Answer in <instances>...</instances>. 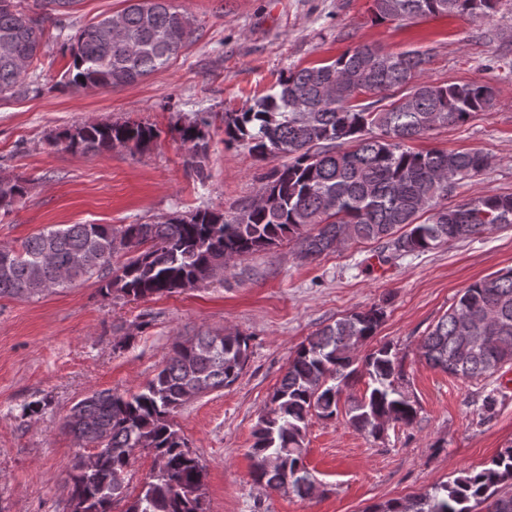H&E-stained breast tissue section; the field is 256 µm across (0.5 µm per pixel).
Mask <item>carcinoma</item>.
<instances>
[{"instance_id":"cac0c4a2","label":"carcinoma","mask_w":512,"mask_h":512,"mask_svg":"<svg viewBox=\"0 0 512 512\" xmlns=\"http://www.w3.org/2000/svg\"><path fill=\"white\" fill-rule=\"evenodd\" d=\"M496 0H373L374 21H411L436 15L487 16ZM121 15L125 37L139 52L106 33V16L83 29L70 46L72 66L64 86L122 87L169 65L192 41L185 14L166 0H137ZM44 19L20 0H0V42L14 43L17 58L0 56V94L12 93L43 48ZM426 54H398L364 43L317 67L290 70L274 92L242 112L224 117V143L245 144L261 159L288 157L262 188L265 203L237 212L198 210L159 224H63L9 247L10 269L0 270V297L30 298L45 284L65 287L95 277L100 292L149 299L196 288L212 279L226 257L239 261L288 239L298 254L314 260L336 250V240L383 244L390 263L455 241L512 227V195L484 194L448 206L443 200L459 183L488 165L480 152L416 151L409 142L448 125H463L486 110V83L435 85L423 80ZM366 86L378 99L352 101L350 89ZM403 88L407 103L389 91ZM389 103H384V100ZM193 123L182 129L190 165L201 171L206 135ZM158 136L141 123L84 125L53 138L71 152L103 153L117 146L146 148ZM27 180L0 178V211L9 213L28 194ZM428 217H423V214ZM135 252L117 268L112 259ZM384 310L354 311L308 336L258 415L249 450L255 483L271 491L312 497L315 478L304 446L309 421L338 414L340 395L359 372L370 383L347 401L345 415L360 434L380 438L391 426L413 424L418 410L400 385L401 363L383 345L364 357ZM421 353L434 368L463 380L512 365V268L465 288L423 338ZM250 358L248 338L237 331H204L179 339L162 368L135 392L94 391L70 409L63 422L94 462L74 457L66 480L71 512H205V466L189 449L174 415L191 399L235 383ZM152 458L140 491L126 493L127 469L136 453ZM491 502L493 512H512V445L485 468L463 470L430 490L374 504L364 512H472Z\"/></svg>"}]
</instances>
